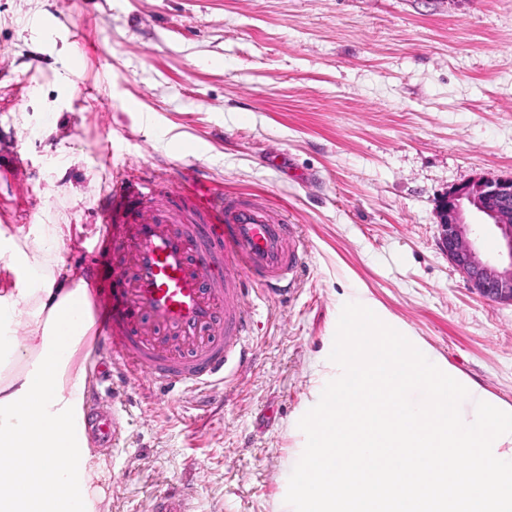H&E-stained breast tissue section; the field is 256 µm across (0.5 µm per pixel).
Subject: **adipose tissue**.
<instances>
[{"label": "adipose tissue", "mask_w": 512, "mask_h": 512, "mask_svg": "<svg viewBox=\"0 0 512 512\" xmlns=\"http://www.w3.org/2000/svg\"><path fill=\"white\" fill-rule=\"evenodd\" d=\"M69 234V225L42 224L34 244L0 245V262L25 271L21 282L0 289V323L24 325L29 338L22 349L0 339V352L13 363L0 372V447L13 454L11 463L0 465V512H94L105 497L99 484L105 464L76 428L90 315L82 316L67 346L57 343L61 319L88 300L84 281L65 276L59 257ZM62 420L70 421L68 430L58 429ZM64 449L77 455L75 470L55 465ZM57 483L67 487V496L47 498L42 485Z\"/></svg>", "instance_id": "1"}]
</instances>
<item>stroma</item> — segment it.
<instances>
[{"mask_svg": "<svg viewBox=\"0 0 512 512\" xmlns=\"http://www.w3.org/2000/svg\"><path fill=\"white\" fill-rule=\"evenodd\" d=\"M127 152L163 185L264 196L308 254L260 308L239 383L133 417L103 455L100 512L166 490L191 491L192 512H292L297 423L361 297L512 405V305L471 290L435 217L448 188L512 175V0H0V166L25 185L0 179V238L71 225L79 271Z\"/></svg>", "mask_w": 512, "mask_h": 512, "instance_id": "1", "label": "stroma"}]
</instances>
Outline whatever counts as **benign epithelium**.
Here are the masks:
<instances>
[{"label": "benign epithelium", "instance_id": "1", "mask_svg": "<svg viewBox=\"0 0 512 512\" xmlns=\"http://www.w3.org/2000/svg\"><path fill=\"white\" fill-rule=\"evenodd\" d=\"M480 221H466L465 213ZM439 240L448 261L480 297L512 304V176L483 175L453 186L436 206ZM497 230V257L480 251L483 228Z\"/></svg>", "mask_w": 512, "mask_h": 512}]
</instances>
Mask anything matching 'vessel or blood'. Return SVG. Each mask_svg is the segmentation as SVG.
<instances>
[{
	"label": "vessel or blood",
	"mask_w": 512,
	"mask_h": 512,
	"mask_svg": "<svg viewBox=\"0 0 512 512\" xmlns=\"http://www.w3.org/2000/svg\"><path fill=\"white\" fill-rule=\"evenodd\" d=\"M144 160L126 156L100 197L101 222L83 270L95 290L103 334L81 429L97 448L117 447L132 413L101 391L124 379L165 390L168 407L220 394L255 360L252 328L261 303L287 296L308 245L299 225L254 195L183 179L167 199ZM188 494L160 493L147 512H188Z\"/></svg>",
	"instance_id": "1"
}]
</instances>
